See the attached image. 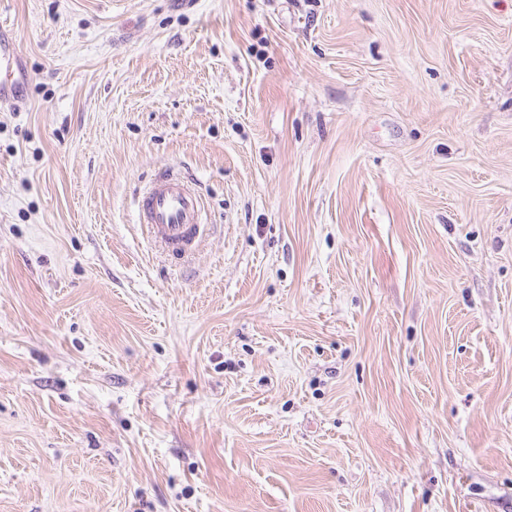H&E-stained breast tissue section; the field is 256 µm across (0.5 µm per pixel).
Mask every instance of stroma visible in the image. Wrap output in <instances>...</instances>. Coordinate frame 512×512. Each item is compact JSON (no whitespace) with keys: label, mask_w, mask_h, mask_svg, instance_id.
<instances>
[{"label":"stroma","mask_w":512,"mask_h":512,"mask_svg":"<svg viewBox=\"0 0 512 512\" xmlns=\"http://www.w3.org/2000/svg\"><path fill=\"white\" fill-rule=\"evenodd\" d=\"M0 26V512H512V0ZM168 168L178 262L133 206ZM24 73L23 60L16 53L12 38L3 35L0 37V103H23ZM140 221L152 242L181 258L194 251L208 224L197 193L173 171H165L138 202Z\"/></svg>","instance_id":"obj_1"}]
</instances>
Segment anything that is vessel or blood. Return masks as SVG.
Masks as SVG:
<instances>
[{
    "label": "vessel or blood",
    "mask_w": 512,
    "mask_h": 512,
    "mask_svg": "<svg viewBox=\"0 0 512 512\" xmlns=\"http://www.w3.org/2000/svg\"><path fill=\"white\" fill-rule=\"evenodd\" d=\"M24 64L12 38L0 37V103H21ZM140 221L152 242L180 258L194 251L205 232L204 207L179 176L159 175L138 203Z\"/></svg>",
    "instance_id": "1"
}]
</instances>
